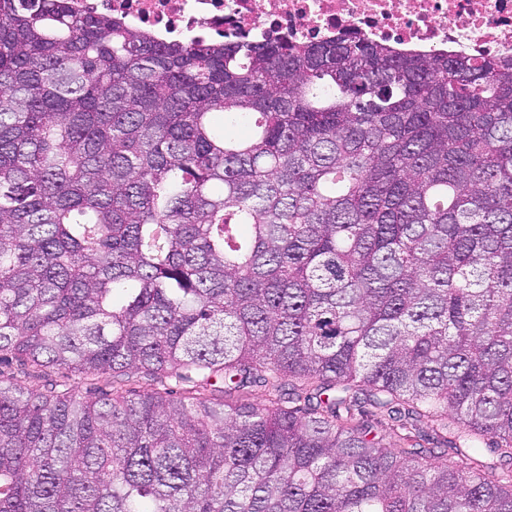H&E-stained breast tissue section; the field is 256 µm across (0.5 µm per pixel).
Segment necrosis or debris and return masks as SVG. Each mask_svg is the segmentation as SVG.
I'll use <instances>...</instances> for the list:
<instances>
[{
  "mask_svg": "<svg viewBox=\"0 0 512 512\" xmlns=\"http://www.w3.org/2000/svg\"><path fill=\"white\" fill-rule=\"evenodd\" d=\"M161 41H320L356 32L402 52L512 56V0H70Z\"/></svg>",
  "mask_w": 512,
  "mask_h": 512,
  "instance_id": "necrosis-or-debris-1",
  "label": "necrosis or debris"
}]
</instances>
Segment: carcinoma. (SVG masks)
I'll return each instance as SVG.
<instances>
[{"mask_svg":"<svg viewBox=\"0 0 512 512\" xmlns=\"http://www.w3.org/2000/svg\"><path fill=\"white\" fill-rule=\"evenodd\" d=\"M13 357L194 393L0 379V512H512V56L0 0ZM126 384V388L134 390L137 393L163 391L164 388H173L174 390L182 392L181 388H189V386H175L174 379L166 380L165 382L160 383L158 380H152L151 378L142 376H134L133 378H130L129 382H126Z\"/></svg>","mask_w":512,"mask_h":512,"instance_id":"1","label":"carcinoma"}]
</instances>
